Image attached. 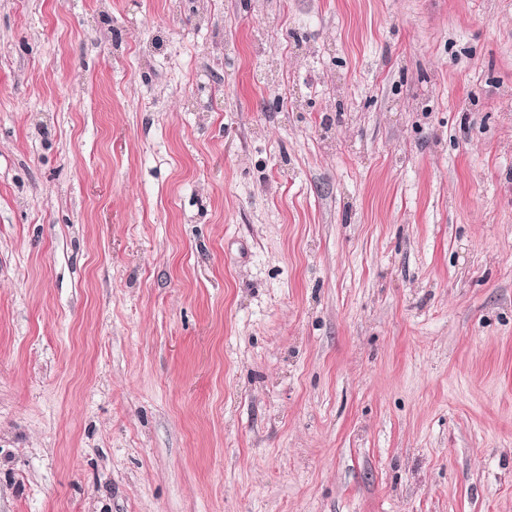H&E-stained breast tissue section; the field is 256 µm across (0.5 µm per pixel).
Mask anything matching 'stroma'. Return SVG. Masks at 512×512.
I'll return each mask as SVG.
<instances>
[{"label":"stroma","mask_w":512,"mask_h":512,"mask_svg":"<svg viewBox=\"0 0 512 512\" xmlns=\"http://www.w3.org/2000/svg\"><path fill=\"white\" fill-rule=\"evenodd\" d=\"M0 512H512V0H0Z\"/></svg>","instance_id":"stroma-1"}]
</instances>
